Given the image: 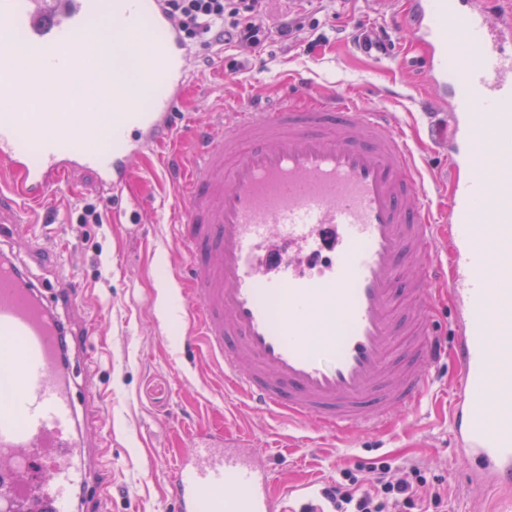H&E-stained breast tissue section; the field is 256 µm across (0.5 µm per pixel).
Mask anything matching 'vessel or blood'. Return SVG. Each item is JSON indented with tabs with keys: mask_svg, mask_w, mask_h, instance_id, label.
Masks as SVG:
<instances>
[{
	"mask_svg": "<svg viewBox=\"0 0 512 512\" xmlns=\"http://www.w3.org/2000/svg\"><path fill=\"white\" fill-rule=\"evenodd\" d=\"M500 9L402 0L394 17L425 46L426 84L448 114L454 157L439 189L394 113L311 86L211 113L192 127L195 158L176 183L187 339L216 360L225 389L340 434L416 404L452 358L455 460L493 494L512 491V21H488ZM95 25L119 32L136 86L108 84ZM359 40L372 61L392 54L373 34ZM21 57L76 72L90 108L18 111ZM190 79L161 0H0V210L83 173L109 193L157 144L178 152ZM438 286L465 307L451 343L427 315ZM38 296L0 264V512H73L77 491L82 512H102L110 483L78 463V389ZM274 479L264 460L211 439L176 459L169 496L177 512H288Z\"/></svg>",
	"mask_w": 512,
	"mask_h": 512,
	"instance_id": "b4317fda",
	"label": "vessel or blood"
}]
</instances>
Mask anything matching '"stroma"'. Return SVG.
Listing matches in <instances>:
<instances>
[{"label": "stroma", "mask_w": 512, "mask_h": 512, "mask_svg": "<svg viewBox=\"0 0 512 512\" xmlns=\"http://www.w3.org/2000/svg\"><path fill=\"white\" fill-rule=\"evenodd\" d=\"M386 0H307L306 38L327 37L313 52L270 41L252 52L227 50L213 65L214 45L195 43L191 88L184 109L197 120L230 112L250 101L271 102L288 93L300 74L322 89L358 88L370 107L394 112L403 132L420 147L433 175L445 173L448 155L432 149L446 135V120L426 88L415 35L394 27ZM372 26L396 47L375 65L355 49L357 26ZM174 187L153 156L139 158L134 176L118 194L104 196L92 174L28 219L0 214V252L25 269L46 301L58 291L83 289L81 312L95 323L88 343L95 364L72 362L76 386L93 382L104 394L95 422L83 424V440L95 444L96 467L111 477L108 512H175L168 495L170 468L182 449L224 433L248 435L246 453L271 463L288 485L314 487L335 480L339 469L386 460L403 469L418 466L441 479L448 498L422 512H495L486 490L467 485L454 460L446 396L457 371L442 365L422 401L395 413L375 431L350 429L341 437L281 416L253 412L226 393L218 364L184 341L183 300L176 285L190 261L177 242ZM92 203L102 224H81Z\"/></svg>", "instance_id": "stroma-1"}]
</instances>
